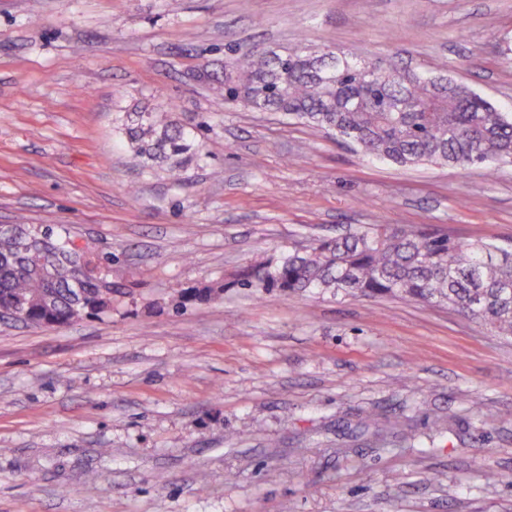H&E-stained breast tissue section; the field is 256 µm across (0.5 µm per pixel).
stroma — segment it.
<instances>
[{
	"instance_id": "35a3bbf8",
	"label": "stroma",
	"mask_w": 512,
	"mask_h": 512,
	"mask_svg": "<svg viewBox=\"0 0 512 512\" xmlns=\"http://www.w3.org/2000/svg\"><path fill=\"white\" fill-rule=\"evenodd\" d=\"M512 0H0V224L112 263L111 312L0 322V512H512V338L445 306L229 287L374 224L512 247V166L402 168L201 64L330 46L512 113ZM192 130L172 180L126 113ZM224 285L176 310L174 296Z\"/></svg>"
}]
</instances>
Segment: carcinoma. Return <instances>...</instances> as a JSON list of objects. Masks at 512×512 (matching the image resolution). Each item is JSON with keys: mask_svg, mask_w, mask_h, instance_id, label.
<instances>
[{"mask_svg": "<svg viewBox=\"0 0 512 512\" xmlns=\"http://www.w3.org/2000/svg\"><path fill=\"white\" fill-rule=\"evenodd\" d=\"M372 60L316 55L307 47L232 58L224 64V100L281 112L353 144L363 155L411 168L512 164V115L469 86L406 72L371 80ZM124 133L135 155L178 178L192 149L189 132L154 112H129ZM64 227L0 230V321L21 315L36 328L68 324L112 310V282L99 270L112 256L73 254ZM268 293L391 296L446 305L512 336V251L482 239L377 224L325 237L278 259H256L226 284ZM223 287L177 296L176 308L209 301Z\"/></svg>", "mask_w": 512, "mask_h": 512, "instance_id": "cac0c4a2", "label": "carcinoma"}]
</instances>
